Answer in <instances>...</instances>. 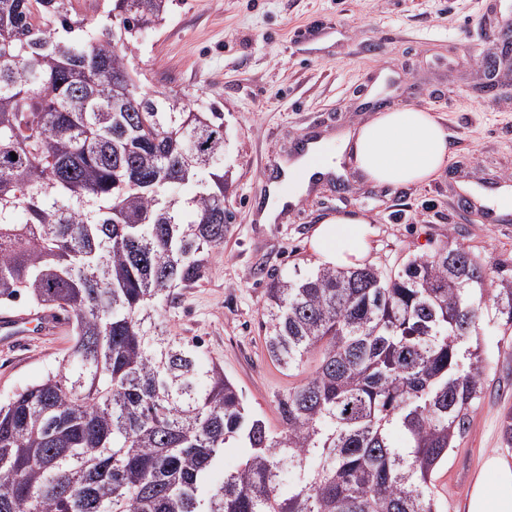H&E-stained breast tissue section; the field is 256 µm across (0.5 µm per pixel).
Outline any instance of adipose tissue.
<instances>
[{
	"instance_id": "adipose-tissue-1",
	"label": "adipose tissue",
	"mask_w": 512,
	"mask_h": 512,
	"mask_svg": "<svg viewBox=\"0 0 512 512\" xmlns=\"http://www.w3.org/2000/svg\"><path fill=\"white\" fill-rule=\"evenodd\" d=\"M377 185H418L435 178L449 160L448 134L438 118L423 109L400 107L376 114L340 134L334 144L318 142L297 160L284 164L279 181L269 188V204L261 223H273L287 203L298 202L313 174L340 172L343 155ZM371 221L356 215L321 221L311 241L322 264L360 266L369 249ZM467 512H512V461L486 457L468 499Z\"/></svg>"
}]
</instances>
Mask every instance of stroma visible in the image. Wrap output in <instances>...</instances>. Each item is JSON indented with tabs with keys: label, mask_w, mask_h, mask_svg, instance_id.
I'll return each instance as SVG.
<instances>
[{
	"label": "stroma",
	"mask_w": 512,
	"mask_h": 512,
	"mask_svg": "<svg viewBox=\"0 0 512 512\" xmlns=\"http://www.w3.org/2000/svg\"><path fill=\"white\" fill-rule=\"evenodd\" d=\"M512 0H176L165 23L144 31L132 62L147 90L171 92L224 115L230 232L204 278L175 289L162 320L221 364L249 408L273 430L276 401L293 385L266 350L261 316L270 278L314 272L311 239L340 213L370 218L367 264L384 271L447 241L512 267V223L488 224L454 202V179L512 176V59L495 32ZM435 114L449 160L428 183L377 186L345 166L282 223L261 224L262 165L288 155L310 128L334 137L374 116V101ZM480 402L467 435L434 475L440 512H466L485 457L512 459L501 441L512 411V330L484 331ZM72 343L71 330L0 348V401L40 380Z\"/></svg>",
	"instance_id": "1"
}]
</instances>
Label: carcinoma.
<instances>
[{
	"label": "carcinoma",
	"instance_id": "cac0c4a2",
	"mask_svg": "<svg viewBox=\"0 0 512 512\" xmlns=\"http://www.w3.org/2000/svg\"><path fill=\"white\" fill-rule=\"evenodd\" d=\"M170 2L89 20L0 0V304L73 332L0 403V512H439L433 474L481 399L483 323L512 329V276L450 242L393 274L272 280L271 361L317 356L272 432L161 319L230 230L224 113L143 89L129 58ZM232 447L248 453L213 479Z\"/></svg>",
	"mask_w": 512,
	"mask_h": 512
}]
</instances>
